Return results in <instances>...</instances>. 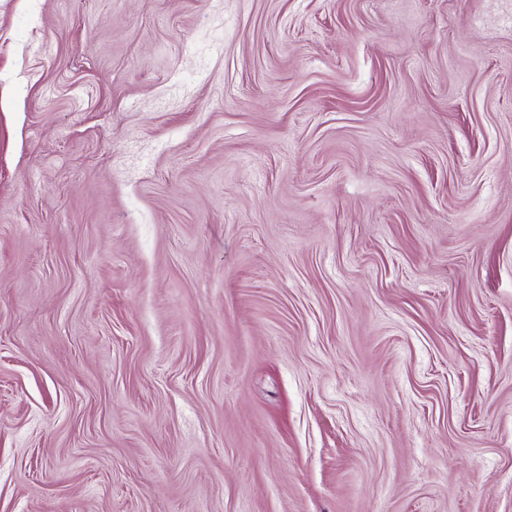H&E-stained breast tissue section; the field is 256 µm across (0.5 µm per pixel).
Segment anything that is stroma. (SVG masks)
<instances>
[{
	"mask_svg": "<svg viewBox=\"0 0 512 512\" xmlns=\"http://www.w3.org/2000/svg\"><path fill=\"white\" fill-rule=\"evenodd\" d=\"M0 512H512V0H0Z\"/></svg>",
	"mask_w": 512,
	"mask_h": 512,
	"instance_id": "stroma-1",
	"label": "stroma"
}]
</instances>
